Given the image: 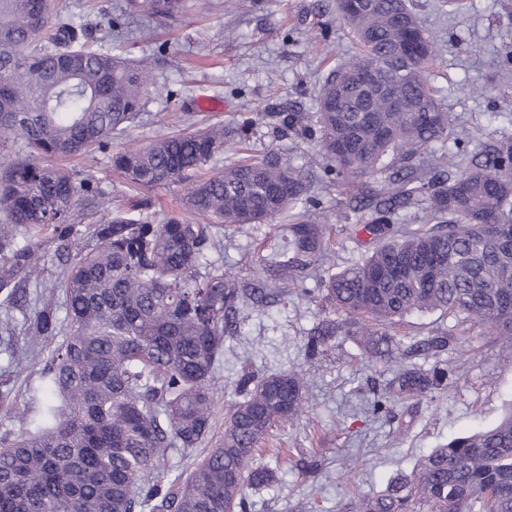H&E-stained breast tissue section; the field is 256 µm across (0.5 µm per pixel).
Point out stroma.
<instances>
[{
	"label": "stroma",
	"mask_w": 512,
	"mask_h": 512,
	"mask_svg": "<svg viewBox=\"0 0 512 512\" xmlns=\"http://www.w3.org/2000/svg\"><path fill=\"white\" fill-rule=\"evenodd\" d=\"M409 4L436 43L428 78L444 110L462 117L471 144L512 134V0H467L463 14L449 12L444 0ZM101 48L132 58L163 55L157 79L162 91L124 136L66 165L98 185L112 212L142 203L158 216L180 209L181 187L130 189L112 167L113 153L164 132L249 117L253 156L276 151L304 165L319 152L318 137L282 136L268 115L317 112L324 76L356 53L348 27L336 16V0H258L246 8L231 0H189L185 14L165 23L140 15L123 20ZM268 233L264 224L225 227L224 244L210 258L249 276L252 252ZM314 286L307 281L305 290H290L266 311H244L238 334L224 342L212 382L217 439L244 373L263 376L294 367L307 381L305 414L276 427L256 457L260 463L276 458L280 465L274 484L252 496L251 512H345L350 496L383 491L431 449L496 424L512 402V364L504 359L512 338L464 329L438 311L416 312L389 330L408 344L439 329L456 337L448 387L431 399L398 403L394 416L364 420L375 381L393 373L368 362L355 336L308 357V329L336 314ZM57 344L29 336L21 312L9 318L0 312V391L7 393L0 436L21 433L47 398L45 364ZM344 460L352 467L347 481L337 476Z\"/></svg>",
	"instance_id": "1"
}]
</instances>
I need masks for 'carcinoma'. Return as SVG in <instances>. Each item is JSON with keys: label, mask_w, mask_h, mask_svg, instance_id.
Segmentation results:
<instances>
[{"label": "carcinoma", "mask_w": 512, "mask_h": 512, "mask_svg": "<svg viewBox=\"0 0 512 512\" xmlns=\"http://www.w3.org/2000/svg\"><path fill=\"white\" fill-rule=\"evenodd\" d=\"M338 17L359 52L336 65L319 90L316 121L277 112L281 130L319 133L334 187L357 185L353 225L377 241L325 281L345 318L309 332L306 350L360 337L368 361L399 367L370 402L376 419L394 404L448 385V369L404 366L412 354L454 350L447 332L408 346L384 325L414 312L461 316L491 335H512V137L503 136L450 172L438 143L461 142L426 76L436 48L406 0H351ZM186 0H122L159 22ZM85 25L49 0H0V311L25 303L41 261L35 237L50 228L63 266L53 284L67 312V337L49 359V397L31 426L0 438V512H248L251 494L275 480L253 466L278 425L306 412L302 373L285 369L239 379L224 435L181 482L159 467L172 450L192 454L212 430L211 381L240 314L275 303L317 271L330 222L310 219L320 199L301 168L272 153L202 177L217 154L246 143L249 122L160 134L112 154L136 189L183 185L181 214L117 213L88 225L98 246L76 251L75 210H109L90 179L46 163L102 150L124 134L156 89L159 57L131 60L97 47ZM374 64L380 84L354 85ZM426 205L434 224H396ZM298 206L271 252L256 253L247 278L209 260L226 224H271ZM27 332L60 333L51 301L24 315ZM345 512H512V410L497 424L456 437L422 457L411 478L382 494L350 498Z\"/></svg>", "instance_id": "1"}]
</instances>
